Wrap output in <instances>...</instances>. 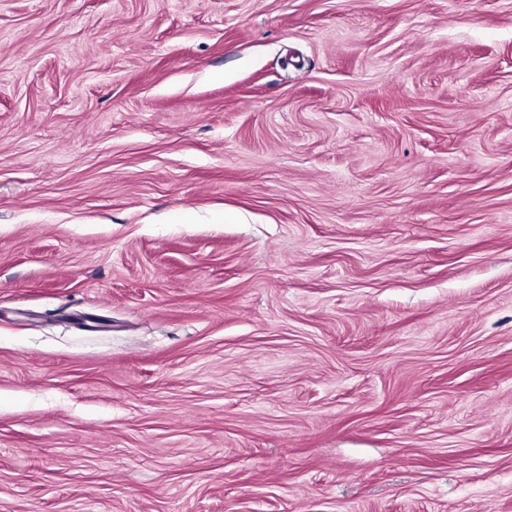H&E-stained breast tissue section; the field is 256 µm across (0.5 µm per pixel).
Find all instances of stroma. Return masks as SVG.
I'll list each match as a JSON object with an SVG mask.
<instances>
[{"mask_svg": "<svg viewBox=\"0 0 512 512\" xmlns=\"http://www.w3.org/2000/svg\"><path fill=\"white\" fill-rule=\"evenodd\" d=\"M0 512H512V0H0Z\"/></svg>", "mask_w": 512, "mask_h": 512, "instance_id": "1", "label": "stroma"}]
</instances>
